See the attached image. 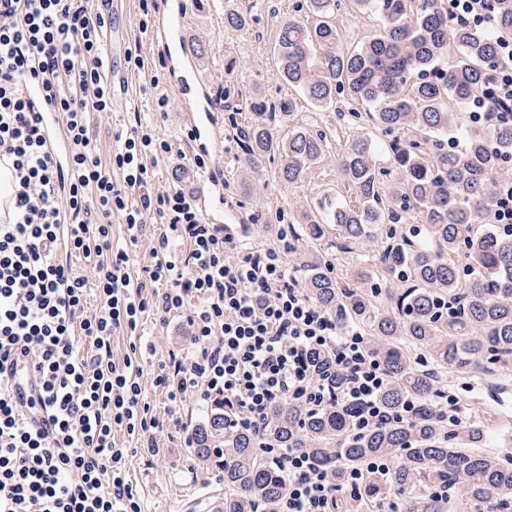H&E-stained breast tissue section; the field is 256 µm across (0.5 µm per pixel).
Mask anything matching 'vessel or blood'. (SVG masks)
Listing matches in <instances>:
<instances>
[{"label":"vessel or blood","instance_id":"b4317fda","mask_svg":"<svg viewBox=\"0 0 512 512\" xmlns=\"http://www.w3.org/2000/svg\"><path fill=\"white\" fill-rule=\"evenodd\" d=\"M184 12L180 9H165L159 12L151 30L153 43L167 56L170 83L184 100V120L193 132L192 151L205 149L222 150L224 136L215 120L217 111L213 102L198 105L197 97L205 90L206 83L197 62L189 52L182 49L180 55H172L174 46L182 42ZM42 126L47 144L57 161H64L69 155V142L65 133L64 120L60 113L46 112L42 115ZM208 185L206 194L198 200L201 211L209 220L224 222L227 228L242 223L240 212L224 200V169L214 166L205 175ZM15 185L14 171L9 159L0 158V223H11L14 217Z\"/></svg>","mask_w":512,"mask_h":512}]
</instances>
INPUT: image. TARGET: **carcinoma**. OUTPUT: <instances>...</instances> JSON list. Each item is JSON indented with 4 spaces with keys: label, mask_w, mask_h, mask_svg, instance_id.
Returning <instances> with one entry per match:
<instances>
[{
    "label": "carcinoma",
    "mask_w": 512,
    "mask_h": 512,
    "mask_svg": "<svg viewBox=\"0 0 512 512\" xmlns=\"http://www.w3.org/2000/svg\"><path fill=\"white\" fill-rule=\"evenodd\" d=\"M354 2L381 17L379 35L348 48L328 21L336 0H307L316 24L286 18L276 25L279 74L317 106L345 92L368 105L377 125L412 138L390 146L401 178L388 192L377 177L372 140L359 137L347 146L340 168L354 201L324 204L321 217H305L301 235L313 241L336 235L331 247L338 255L378 240L377 268L356 266L340 281L318 257L308 264L305 288L315 303L366 333L389 376L386 408L395 412L409 397L421 408L407 422L353 438L343 411L307 414L283 402L271 411L268 436L278 448L304 449L336 479L372 456L396 461L389 476L367 479V512L388 494L404 512H453L459 503L470 512H512V458L487 448L485 425L451 426L437 413L448 375L489 376L512 367V236L483 225L498 167L512 157V127L468 129L461 150L443 145L456 127L448 103L468 104L496 45L483 32L450 24L448 0ZM497 24L512 29V0H498ZM450 42L459 58L448 67ZM242 136L248 164L278 153L281 178L291 183L324 151L319 135L296 130L280 141L260 121ZM397 207L417 214L419 223L401 229L385 223L401 219ZM461 252L464 273L454 261ZM195 442L206 461H216L215 446L224 447V494L209 496L214 512H248L285 494L284 471L257 451L248 431L228 424L224 404L213 406ZM439 481L453 485L446 500L429 492Z\"/></svg>",
    "instance_id": "1"
}]
</instances>
